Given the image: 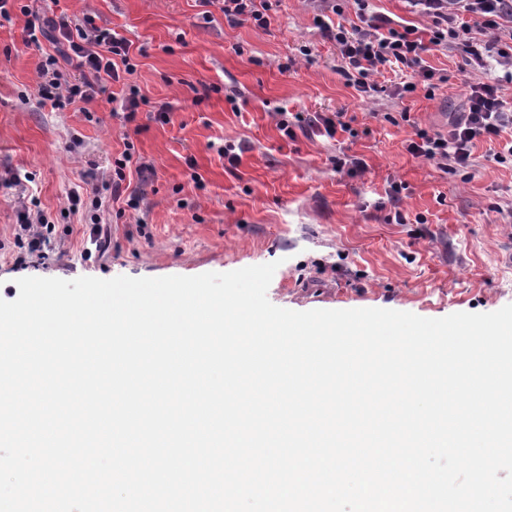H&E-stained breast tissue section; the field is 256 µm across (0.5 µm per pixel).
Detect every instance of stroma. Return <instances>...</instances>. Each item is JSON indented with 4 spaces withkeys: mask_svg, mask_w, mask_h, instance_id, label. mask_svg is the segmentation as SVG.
Instances as JSON below:
<instances>
[{
    "mask_svg": "<svg viewBox=\"0 0 512 512\" xmlns=\"http://www.w3.org/2000/svg\"><path fill=\"white\" fill-rule=\"evenodd\" d=\"M40 13L95 15L131 44L136 71L116 83L147 100L134 121L111 116L104 100L89 114L41 105L36 70L50 42H28L25 19L0 21V299L18 297L26 276H194L278 262L267 297L294 310L383 308L442 318L512 304V167L488 161L451 171L407 152L414 126L446 130L469 84L486 75L462 51H433L428 65L447 76L433 97L398 95L383 70L369 93L348 86L340 54L317 25L329 0H269L267 27L228 21L201 0H38ZM310 54H303V47ZM169 105L159 119L160 105ZM343 113L351 129L335 138L281 127L296 113ZM133 143L149 163L125 170L139 199L103 196L110 238L89 254L91 206L68 213L67 194L98 184ZM240 146L237 162L218 150ZM363 158L365 172L336 171L339 152ZM30 182L12 186L17 172ZM402 184L391 208L392 184ZM55 224V241L21 253L13 235L30 198Z\"/></svg>",
    "mask_w": 512,
    "mask_h": 512,
    "instance_id": "obj_1",
    "label": "stroma"
}]
</instances>
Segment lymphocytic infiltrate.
<instances>
[{
    "instance_id": "f902f5d3",
    "label": "lymphocytic infiltrate",
    "mask_w": 512,
    "mask_h": 512,
    "mask_svg": "<svg viewBox=\"0 0 512 512\" xmlns=\"http://www.w3.org/2000/svg\"><path fill=\"white\" fill-rule=\"evenodd\" d=\"M359 15L367 17L366 29L346 27L344 23H322L324 35L333 41L340 53V74L357 91H373L371 75L392 68L406 74L416 71V79H406L402 92H415L425 85L434 93L435 71L424 65L426 50H445L462 47L469 65L484 67L494 59L505 69L506 79L512 81V0H408L412 9L432 22L429 41H422L414 28L394 23L375 11L373 0H354ZM476 16L483 29L491 31L488 41L469 40L468 16ZM52 27L70 50L71 70H64L56 55L45 56L37 70L38 95L41 102L53 109H81L98 96L108 103H119L124 121H132L140 105L136 92L116 97L111 83L121 74H133L130 44L112 29L98 26L93 15L74 18L63 14L54 19ZM512 111L507 110L496 80L471 84L465 97V110L452 121L446 132L416 128L407 143L408 152L427 162L455 170L472 165V152L479 142L489 143L488 157L497 164L512 165ZM53 224L39 210L38 200H31L18 216L15 241L29 250H40L49 240Z\"/></svg>"
}]
</instances>
